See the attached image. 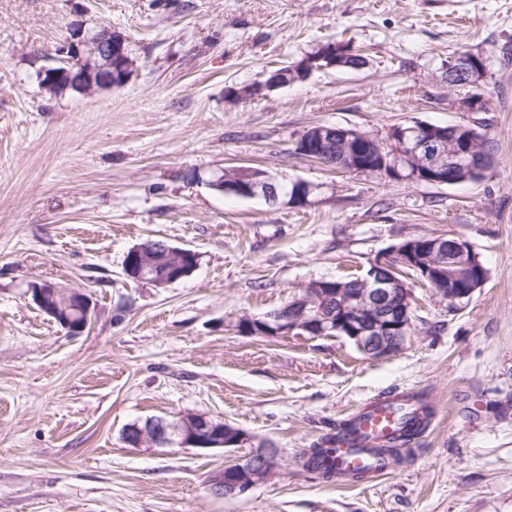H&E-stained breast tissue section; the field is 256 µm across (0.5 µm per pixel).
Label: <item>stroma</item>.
<instances>
[{
    "mask_svg": "<svg viewBox=\"0 0 512 512\" xmlns=\"http://www.w3.org/2000/svg\"><path fill=\"white\" fill-rule=\"evenodd\" d=\"M78 21L128 37L123 87L42 88ZM330 41L365 66L225 104ZM463 52L486 60L479 112L442 80ZM416 122L476 128L491 168L431 185L294 153L315 124L383 140ZM230 166L313 191L293 206L211 190ZM439 235L468 243L487 278L451 307L406 271L412 328L391 355L234 328ZM149 239L198 267L166 288L127 281L126 253ZM35 280L91 296L83 334L38 310ZM389 390L433 408L405 462L348 487L303 470L304 449ZM184 411L277 448L279 475L223 497L211 480L236 452L122 439ZM0 512H512V0H0Z\"/></svg>",
    "mask_w": 512,
    "mask_h": 512,
    "instance_id": "1",
    "label": "stroma"
}]
</instances>
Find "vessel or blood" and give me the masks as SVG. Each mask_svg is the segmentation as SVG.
<instances>
[{"label":"vessel or blood","mask_w":512,"mask_h":512,"mask_svg":"<svg viewBox=\"0 0 512 512\" xmlns=\"http://www.w3.org/2000/svg\"><path fill=\"white\" fill-rule=\"evenodd\" d=\"M412 410V403L401 392L378 396L363 404L352 415L354 432L337 441L331 450L337 469L347 476L364 471L373 478L391 471L389 459L380 454L377 445L396 430L403 414Z\"/></svg>","instance_id":"obj_1"}]
</instances>
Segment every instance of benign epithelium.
<instances>
[{
  "instance_id": "7a95c632",
  "label": "benign epithelium",
  "mask_w": 512,
  "mask_h": 512,
  "mask_svg": "<svg viewBox=\"0 0 512 512\" xmlns=\"http://www.w3.org/2000/svg\"><path fill=\"white\" fill-rule=\"evenodd\" d=\"M355 52L343 42H331L322 54L307 56L289 70L272 73L258 84L231 88L233 105L261 96L273 87L288 86L308 79L324 69L353 67ZM58 70L49 73L46 89L61 88L77 74L81 91L92 93L118 87L112 73H122L127 82L133 62L126 36L103 26L94 33L79 27L57 49ZM485 77L484 60L471 53L460 54L445 71L448 86L478 88ZM474 132L463 127H437L429 123L393 127L386 140L368 133L332 125H315L298 143V153L320 161L326 147L339 139L352 150L341 155L340 171L367 174L381 179H399L403 172L410 178L429 184L449 183L448 171H465L470 166L459 163L472 156ZM375 147L381 155L379 165L367 167L353 156L360 148ZM207 185L222 194L243 198L262 196L271 203H290V188L308 197L311 186L303 181L281 184L267 170L245 166L227 167L216 173ZM199 255L193 250L172 246L163 240H149L132 247L123 260L124 276L135 283H149L166 288L191 275L198 266ZM474 250L465 242L443 239L434 241L427 250L407 240L395 247L390 259L373 263L364 278V287L338 288L332 281L307 284L281 307L260 317L243 315L235 327L238 332H255L264 337H279L304 332L310 336H344L364 354L382 357L399 350L412 326L411 293L406 283L395 275L400 267L414 270L423 281L450 304L472 297L483 285L473 268ZM32 303L44 314L56 319L71 335L83 333L91 323L93 307L82 290L62 288L50 281L29 284ZM125 442L132 446L149 444L158 447L225 450L250 448L234 463L224 466L212 483L215 493L242 495L253 487L275 478L281 469L276 449L254 443L243 430L224 421L194 412H181L171 419L151 420L145 427L127 429Z\"/></svg>"
}]
</instances>
